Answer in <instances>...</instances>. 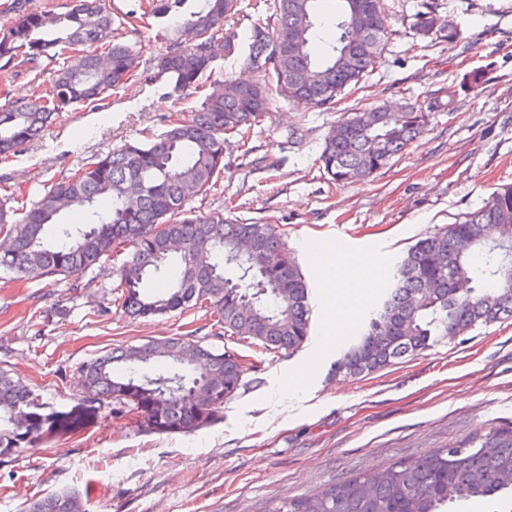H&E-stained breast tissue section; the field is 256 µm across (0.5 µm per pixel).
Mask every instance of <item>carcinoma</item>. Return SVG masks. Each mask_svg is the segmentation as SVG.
Wrapping results in <instances>:
<instances>
[{
	"instance_id": "cac0c4a2",
	"label": "carcinoma",
	"mask_w": 512,
	"mask_h": 512,
	"mask_svg": "<svg viewBox=\"0 0 512 512\" xmlns=\"http://www.w3.org/2000/svg\"><path fill=\"white\" fill-rule=\"evenodd\" d=\"M149 0L143 14L172 17L194 29L186 44L168 38L155 58L154 76L167 77L173 92L204 87L214 64L212 48L236 51V36L224 33L231 7L224 0ZM319 0H274L272 13L253 25L247 63L261 74L254 83L209 82V93L190 115L167 130L115 146L81 164L68 177L46 184L22 212L0 200V233L11 241L0 268L18 280L77 277L103 257L117 265L116 301L132 320L202 309L224 334L271 353H292L310 333L307 281L272 224L232 222L222 214H192L183 189L207 194L224 172V146L245 140L263 121L273 96L295 106L331 108L346 87L379 64L392 29L381 9L367 51L351 46L354 7L371 0H339L331 25L336 37L320 56L313 42L322 21ZM111 0H70L64 13L15 7L0 30V59L44 72L47 84L0 106V160L39 137L59 113L106 99L137 81L139 56L112 35ZM416 27L430 34L436 14H419ZM294 53L282 49L288 38ZM436 102L380 105L351 112L330 128L319 157L336 188L369 177L403 154L427 126ZM72 200L75 223L61 220L58 200ZM241 275L233 280L226 267ZM168 282L145 291L150 279ZM512 318V185L495 190L476 211L435 229L394 265L385 295L364 332L336 362V372L356 378L416 355L433 336H461L478 325ZM185 337L113 347L82 365L83 401L113 403L117 417L141 419L151 432H190L209 424L224 401L242 386L247 368L233 351L218 352L198 340L199 366L179 360ZM208 384L211 402L193 401ZM34 393L0 369V462L38 436L56 417L38 412ZM490 499L512 506V425L477 432L455 448H440L416 464L395 462L351 476L265 512H448V504ZM25 512H85L80 495L63 490L32 500Z\"/></svg>"
}]
</instances>
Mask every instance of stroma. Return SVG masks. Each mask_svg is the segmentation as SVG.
Listing matches in <instances>:
<instances>
[{
	"label": "stroma",
	"mask_w": 512,
	"mask_h": 512,
	"mask_svg": "<svg viewBox=\"0 0 512 512\" xmlns=\"http://www.w3.org/2000/svg\"><path fill=\"white\" fill-rule=\"evenodd\" d=\"M140 0H113L114 35L152 68L165 20L136 32L122 19ZM423 0H382L394 33L381 61L335 108L275 99L248 150L224 147V174L201 214L273 224L312 290L310 335L294 353L261 354L213 337L205 313L130 321L112 303V261L61 281L0 278V367L32 388L43 414L79 424L23 444L0 465V512L47 493L79 490L89 512H264L330 483L451 448L484 427L512 423V320L438 338L406 362L355 379L335 372L386 282L389 267L426 232L477 210L512 184V0H432L436 31L418 33ZM434 97L442 110L403 153L371 177L333 190L318 157L344 113ZM200 95L141 81L101 107L76 106L23 152L0 163V197L31 207L45 185L82 161L189 115ZM353 280L337 320L324 264ZM184 336L258 361L212 422L191 433L146 431L111 405L87 407L81 366L100 351Z\"/></svg>",
	"instance_id": "obj_1"
}]
</instances>
